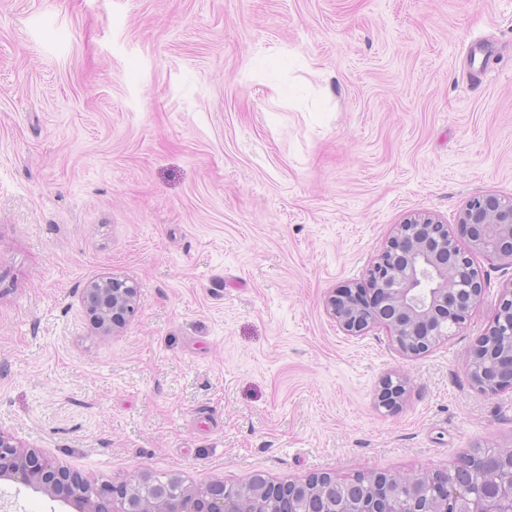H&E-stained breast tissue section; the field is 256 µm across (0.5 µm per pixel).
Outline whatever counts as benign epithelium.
<instances>
[{"instance_id": "7a95c632", "label": "benign epithelium", "mask_w": 512, "mask_h": 512, "mask_svg": "<svg viewBox=\"0 0 512 512\" xmlns=\"http://www.w3.org/2000/svg\"><path fill=\"white\" fill-rule=\"evenodd\" d=\"M458 230L468 240L467 251L436 215H407L368 269L366 282L333 289L326 301L328 315L348 336L383 325L404 353L427 352L458 329L483 299L485 279L472 254L512 269V198L487 194L470 200ZM83 303L98 333L107 336L135 311L137 289L113 276L98 278L87 284ZM467 368L484 391L512 389V281L502 290L493 325L469 351ZM404 394V381L386 376L376 404L392 411ZM495 464L506 474L476 490L438 483L433 473L375 472L359 482L329 473L274 482L260 474L243 488L226 489L215 480L176 494L148 474L120 484L91 483L0 435V481L41 491L70 512H512V449Z\"/></svg>"}]
</instances>
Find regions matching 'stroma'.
<instances>
[{
  "label": "stroma",
  "mask_w": 512,
  "mask_h": 512,
  "mask_svg": "<svg viewBox=\"0 0 512 512\" xmlns=\"http://www.w3.org/2000/svg\"><path fill=\"white\" fill-rule=\"evenodd\" d=\"M512 198V0H0V432L201 487L445 472L512 448L467 355L512 270L410 357L324 302L407 213ZM138 290L98 335L91 280ZM406 393L379 408L380 380ZM0 483V512H63Z\"/></svg>",
  "instance_id": "1"
}]
</instances>
